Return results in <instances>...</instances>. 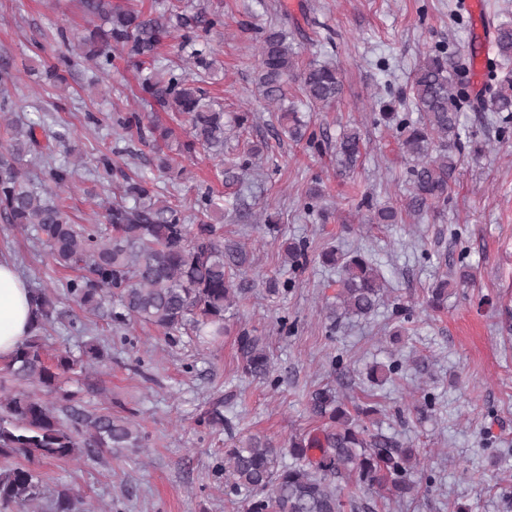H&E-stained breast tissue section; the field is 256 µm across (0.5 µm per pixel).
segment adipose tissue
<instances>
[{"instance_id": "ef3b65f1", "label": "adipose tissue", "mask_w": 512, "mask_h": 512, "mask_svg": "<svg viewBox=\"0 0 512 512\" xmlns=\"http://www.w3.org/2000/svg\"><path fill=\"white\" fill-rule=\"evenodd\" d=\"M31 324L26 282L11 261L0 260V361L9 359L29 337Z\"/></svg>"}]
</instances>
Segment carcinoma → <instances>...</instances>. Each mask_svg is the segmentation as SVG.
<instances>
[{
  "instance_id": "1",
  "label": "carcinoma",
  "mask_w": 512,
  "mask_h": 512,
  "mask_svg": "<svg viewBox=\"0 0 512 512\" xmlns=\"http://www.w3.org/2000/svg\"><path fill=\"white\" fill-rule=\"evenodd\" d=\"M90 18L105 20L107 27L95 28L77 41L79 48L90 44L85 57L109 72L112 52L147 70L140 75L141 100L160 104L187 127L182 152L193 157L202 148L224 155V111L202 83L214 65L212 50L205 42L192 48L189 59L197 68L189 78L170 65H156L158 46L172 35L171 18L161 14L144 17L112 0H80ZM181 27L213 29L221 24L217 14L200 11L179 16ZM493 49L496 68L480 99L483 112L512 116V22L496 20ZM259 91L264 100L281 103L288 98V85L298 91L312 110L330 107L341 96V70L329 61L312 59L299 65L298 55L283 31L271 28L263 36L259 59ZM463 64L447 49L429 50L415 71L410 97L419 119L415 122L397 112H382L392 124L404 152L412 161L408 170L411 185L409 209L422 213L448 204L450 181L458 163V108L463 97ZM8 66L0 65V116L6 118V144L0 145V220L32 234L48 250L52 262L82 275L66 282V294L81 309L103 313L118 328L132 320L150 324L166 335L191 326L201 336L219 337L228 332L225 313L236 306L243 282L236 281L249 267L248 253L234 242L224 241L215 224L219 202L208 192L196 199L198 223L189 224L177 198L160 193L156 179L145 174L123 173L121 201L106 207L104 218L111 230L97 224L72 222L62 193L75 168L60 162L57 152L65 134L56 132L41 142L44 126L13 116L8 85ZM272 126L277 138L287 136L318 147L315 137L297 112L279 109ZM168 136V130L145 128L143 116L131 112L117 119L116 134L131 132ZM337 165L352 168L361 153V134L349 127L334 145ZM40 166L44 178L36 181L29 169ZM117 173L112 157L96 159L98 181H109ZM361 205L377 224H397L401 211L366 198ZM303 240L286 246L285 259L291 268L307 261ZM323 263L337 268L336 303L326 308L329 330L343 317L372 316L383 297L377 269L358 250L322 254ZM118 305L106 308L112 296ZM448 296V281L430 289L426 304L441 306ZM32 334L6 361L3 371L12 385L0 379V458L22 457L24 464L0 466V506L11 512H87L80 493L71 488L50 491L36 471L41 464L80 457L98 464L112 451L139 450L145 436L134 421L135 413L114 416L90 413L71 404L73 394L65 386L85 371L83 356L64 348L48 356L39 339L40 331L59 320V312L47 291L31 290ZM241 371L254 378L269 377L272 369L264 338L242 328L236 337ZM59 392L63 404L47 401L38 392ZM309 412L321 422L317 432L292 435L288 453L293 462L279 465L281 449L260 435H253L224 451V478L234 490L246 493V512H345L358 508L346 502L342 482L351 479L378 494H405L415 488L411 480L420 463L410 448L373 432L345 409L337 392L329 386L316 388L309 397Z\"/></svg>"
}]
</instances>
